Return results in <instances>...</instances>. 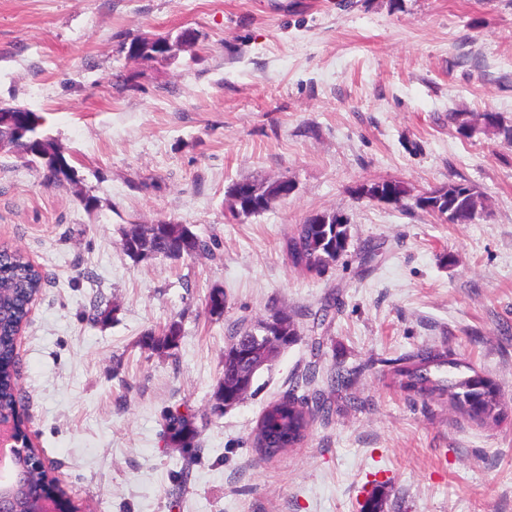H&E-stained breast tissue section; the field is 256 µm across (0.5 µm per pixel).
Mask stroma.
<instances>
[{
	"instance_id": "stroma-1",
	"label": "stroma",
	"mask_w": 512,
	"mask_h": 512,
	"mask_svg": "<svg viewBox=\"0 0 512 512\" xmlns=\"http://www.w3.org/2000/svg\"><path fill=\"white\" fill-rule=\"evenodd\" d=\"M184 31L195 42L176 56L127 55ZM0 101L42 114L81 180L78 193L51 186L0 153V247L48 274L21 337V404L82 512H362L379 488L384 512H512V140L448 118L512 125V0H0ZM283 178L292 195L232 217L233 182ZM384 180L410 198L351 193ZM453 182L483 194L475 223L415 208ZM322 210L350 237L318 275L284 242ZM168 222L209 252L122 250L125 225ZM99 299L116 309L105 323L91 319ZM275 309L297 342L214 414L232 327ZM173 322L176 347H140ZM426 349L490 377L504 420L482 426L399 388L398 359ZM314 360L351 386L300 445L260 457L264 408L322 388L303 380ZM175 412L197 427L192 447L166 434Z\"/></svg>"
}]
</instances>
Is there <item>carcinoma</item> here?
I'll use <instances>...</instances> for the list:
<instances>
[{"mask_svg":"<svg viewBox=\"0 0 512 512\" xmlns=\"http://www.w3.org/2000/svg\"><path fill=\"white\" fill-rule=\"evenodd\" d=\"M0 129L11 132L18 141V152L31 157L48 183L78 189L81 181L76 170L43 129L39 115L17 103H1ZM474 196H481L474 186L450 183L431 191L427 201L435 203L441 212H460V219L449 216L448 223L471 224L477 215L467 208V203ZM184 230L185 225L171 222L128 224L122 229L125 239L121 240V247L127 253L130 242L136 240L143 246L156 244L173 251L180 245ZM347 230L346 224L304 222L286 240L288 256L294 266L321 273L345 251ZM42 282L41 271L29 258L16 249H0V411L16 414L22 429L26 428L28 419L18 399L14 335L27 322L28 300L39 292ZM177 342L178 337L162 332H149L141 339L143 348L157 353L171 349ZM445 366L452 371L438 376L437 372ZM394 380L400 388L422 399L447 401L455 411L480 425L500 421L503 403L498 385L476 370L467 374L461 370V364L442 354L429 351L405 358L394 370ZM310 421L307 402L293 397L279 399L264 409L256 426L254 445L264 455L276 456L304 439ZM166 429L184 448L190 447L196 436V430L182 416L170 417Z\"/></svg>","mask_w":512,"mask_h":512,"instance_id":"1","label":"carcinoma"}]
</instances>
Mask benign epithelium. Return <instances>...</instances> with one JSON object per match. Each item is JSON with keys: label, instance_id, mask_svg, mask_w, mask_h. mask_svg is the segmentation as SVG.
I'll list each match as a JSON object with an SVG mask.
<instances>
[{"label": "benign epithelium", "instance_id": "obj_1", "mask_svg": "<svg viewBox=\"0 0 512 512\" xmlns=\"http://www.w3.org/2000/svg\"><path fill=\"white\" fill-rule=\"evenodd\" d=\"M189 43L187 37L181 35L175 40L166 39L156 45L158 53L170 57L176 56ZM356 198L373 202L393 203L396 197L369 191V187L361 184L355 189ZM283 314L278 313L259 324L261 332L252 331L244 339L251 349L241 355L243 372L237 376L232 388H219L216 395V409L222 413L239 404L250 392L253 378L264 368L271 366L285 345L271 337L270 331L276 330ZM0 447L10 448L8 460L0 461V479L8 480L14 488L0 486V512H25L22 501L16 497L15 490L25 487L29 496L38 502L37 512H78L77 507L62 496L56 487L59 481L49 476V471L40 457L31 438H23L11 416H0ZM39 470L46 474L45 485L36 486L31 481V471Z\"/></svg>", "mask_w": 512, "mask_h": 512}]
</instances>
